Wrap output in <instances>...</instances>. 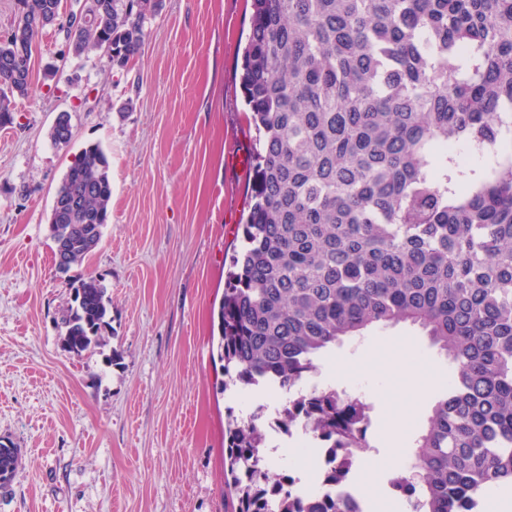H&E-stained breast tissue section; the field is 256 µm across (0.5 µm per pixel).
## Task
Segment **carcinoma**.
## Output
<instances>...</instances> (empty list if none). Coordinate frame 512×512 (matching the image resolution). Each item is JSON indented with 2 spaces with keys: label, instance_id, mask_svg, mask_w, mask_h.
<instances>
[{
  "label": "carcinoma",
  "instance_id": "obj_1",
  "mask_svg": "<svg viewBox=\"0 0 512 512\" xmlns=\"http://www.w3.org/2000/svg\"><path fill=\"white\" fill-rule=\"evenodd\" d=\"M19 0L0 40V126L28 96L49 6ZM160 0H91L66 37L81 56L141 52ZM241 88L255 129L257 187L217 313L224 389L290 396L279 428L340 450L370 447L371 406L332 386L303 391L346 339L420 326L455 370L414 441L401 490L414 512H482L512 486V0H252ZM50 138H74L69 113ZM109 161L92 144L58 186L49 218L57 271L84 262L110 217ZM62 313L64 349L106 343L110 298L88 275ZM264 411L231 418L224 459L233 512H345L332 493L296 504L266 464ZM20 450L0 447V485Z\"/></svg>",
  "mask_w": 512,
  "mask_h": 512
}]
</instances>
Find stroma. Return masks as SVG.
I'll return each instance as SVG.
<instances>
[{
  "instance_id": "35a3bbf8",
  "label": "stroma",
  "mask_w": 512,
  "mask_h": 512,
  "mask_svg": "<svg viewBox=\"0 0 512 512\" xmlns=\"http://www.w3.org/2000/svg\"><path fill=\"white\" fill-rule=\"evenodd\" d=\"M251 0H161L127 66L64 54L38 37L32 88L0 127V437L21 460L0 512H225L224 420L280 404L277 391H226L212 312L242 240L254 182L241 91ZM55 65L56 76L44 74ZM74 139L54 144L59 113ZM105 151L112 216L69 274L54 266L49 217L85 146ZM102 279L112 300L104 347L63 351L71 279ZM414 347L434 365L411 375ZM337 388L372 407L361 460L409 458L452 371L401 324L345 342Z\"/></svg>"
}]
</instances>
